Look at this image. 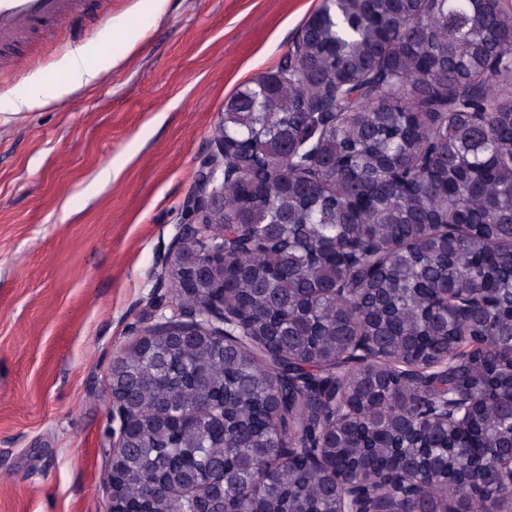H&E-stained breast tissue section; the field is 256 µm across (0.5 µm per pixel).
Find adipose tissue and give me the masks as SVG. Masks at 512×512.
<instances>
[{"label": "adipose tissue", "mask_w": 512, "mask_h": 512, "mask_svg": "<svg viewBox=\"0 0 512 512\" xmlns=\"http://www.w3.org/2000/svg\"><path fill=\"white\" fill-rule=\"evenodd\" d=\"M93 55V48L88 44L73 49L61 62V68L66 75L64 82L51 85L40 76H33L27 91L9 102L8 111L17 114L45 106L66 94L91 85L117 63L116 58L102 55L97 57L96 66H88L87 59Z\"/></svg>", "instance_id": "adipose-tissue-1"}]
</instances>
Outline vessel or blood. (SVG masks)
Instances as JSON below:
<instances>
[{
	"label": "vessel or blood",
	"instance_id": "1",
	"mask_svg": "<svg viewBox=\"0 0 512 512\" xmlns=\"http://www.w3.org/2000/svg\"><path fill=\"white\" fill-rule=\"evenodd\" d=\"M75 0H0V50L71 14Z\"/></svg>",
	"mask_w": 512,
	"mask_h": 512
}]
</instances>
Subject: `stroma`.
<instances>
[{"label": "stroma", "instance_id": "stroma-1", "mask_svg": "<svg viewBox=\"0 0 512 512\" xmlns=\"http://www.w3.org/2000/svg\"><path fill=\"white\" fill-rule=\"evenodd\" d=\"M322 0H167L133 51L112 20L137 0H78L47 43L0 69V98L92 42L118 62L94 84L0 112V512H106L100 492L113 359L161 311L151 276L224 103L282 64Z\"/></svg>", "mask_w": 512, "mask_h": 512}]
</instances>
